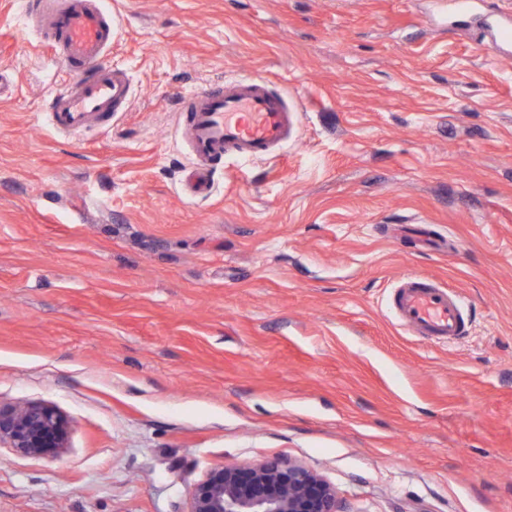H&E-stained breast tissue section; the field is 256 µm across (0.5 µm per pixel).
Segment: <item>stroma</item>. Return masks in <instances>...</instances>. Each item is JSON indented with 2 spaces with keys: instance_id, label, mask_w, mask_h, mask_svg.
<instances>
[{
  "instance_id": "stroma-1",
  "label": "stroma",
  "mask_w": 512,
  "mask_h": 512,
  "mask_svg": "<svg viewBox=\"0 0 512 512\" xmlns=\"http://www.w3.org/2000/svg\"><path fill=\"white\" fill-rule=\"evenodd\" d=\"M127 111L66 135L68 77L0 0V404L64 416L57 458L0 447V512H181L273 457L347 512H512V59L433 0H104ZM262 76L277 158L183 191L178 98ZM421 274L469 336L411 334ZM392 307L402 326L416 336L452 343L467 332L464 300L449 286L426 276L402 277Z\"/></svg>"
}]
</instances>
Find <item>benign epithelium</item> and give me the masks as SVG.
I'll return each instance as SVG.
<instances>
[{"label": "benign epithelium", "mask_w": 512, "mask_h": 512, "mask_svg": "<svg viewBox=\"0 0 512 512\" xmlns=\"http://www.w3.org/2000/svg\"><path fill=\"white\" fill-rule=\"evenodd\" d=\"M0 447L24 457L67 448L65 422L47 403L0 405ZM182 512H344L336 490L314 470L272 458L249 467L218 465L191 488Z\"/></svg>", "instance_id": "7a95c632"}]
</instances>
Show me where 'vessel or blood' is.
Listing matches in <instances>:
<instances>
[{
	"label": "vessel or blood",
	"instance_id": "1",
	"mask_svg": "<svg viewBox=\"0 0 512 512\" xmlns=\"http://www.w3.org/2000/svg\"><path fill=\"white\" fill-rule=\"evenodd\" d=\"M20 7L26 23L40 36L39 47L55 53L74 76L51 101L56 129L78 132L127 111L129 76L104 60L113 23L101 0H21ZM294 119L287 100L270 92L263 77L208 84L184 96L180 126L194 159L191 194H210L213 170L225 156L250 161L274 157L287 141ZM392 307L414 335L453 342L467 332L464 300L428 277H402Z\"/></svg>",
	"mask_w": 512,
	"mask_h": 512
}]
</instances>
